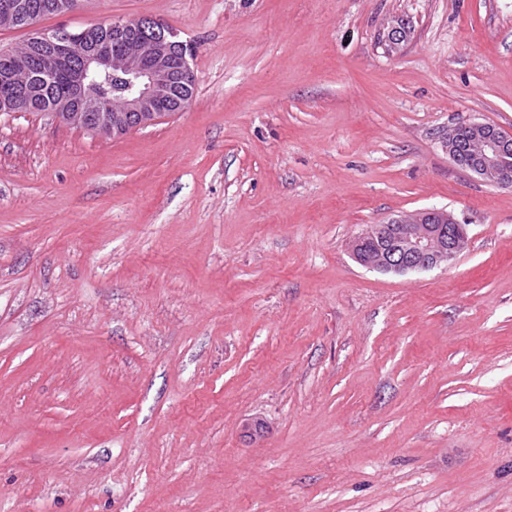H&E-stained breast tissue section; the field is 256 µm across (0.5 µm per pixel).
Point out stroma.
I'll list each match as a JSON object with an SVG mask.
<instances>
[{"instance_id": "35a3bbf8", "label": "stroma", "mask_w": 512, "mask_h": 512, "mask_svg": "<svg viewBox=\"0 0 512 512\" xmlns=\"http://www.w3.org/2000/svg\"><path fill=\"white\" fill-rule=\"evenodd\" d=\"M152 17L194 95L96 136L0 112V512H512V0H79ZM405 37L390 44V27ZM450 267L360 265L423 209ZM469 133V159L462 163L458 151L459 133ZM443 147L449 160L459 169L496 187L512 186V132L490 122L469 121L448 131Z\"/></svg>"}]
</instances>
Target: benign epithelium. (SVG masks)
Wrapping results in <instances>:
<instances>
[{
	"label": "benign epithelium",
	"mask_w": 512,
	"mask_h": 512,
	"mask_svg": "<svg viewBox=\"0 0 512 512\" xmlns=\"http://www.w3.org/2000/svg\"><path fill=\"white\" fill-rule=\"evenodd\" d=\"M26 8L23 0H6L0 4V17L11 21ZM110 28L126 37L116 44L101 40L92 48L82 35L46 32L39 37L51 57L81 62L78 96L64 110L72 113L80 127L102 136L134 115L149 113L160 120V108L168 103L174 77L186 82L195 80L186 45L176 40V34L161 21L150 17L120 19L111 21ZM20 65L17 61L0 72V87L5 90L0 104L8 108L28 105L17 83ZM102 78L118 83L116 95L100 89ZM462 129L469 133V159L465 163L458 151ZM443 147L457 168L485 184L512 186V132L490 122L469 121L449 130L443 137ZM435 215L440 223H429ZM370 238L381 241V245L370 253L358 251L361 241ZM467 242L465 225L453 214L443 209H423L360 233L354 239L353 254L368 268L405 274L452 264Z\"/></svg>",
	"instance_id": "obj_1"
}]
</instances>
